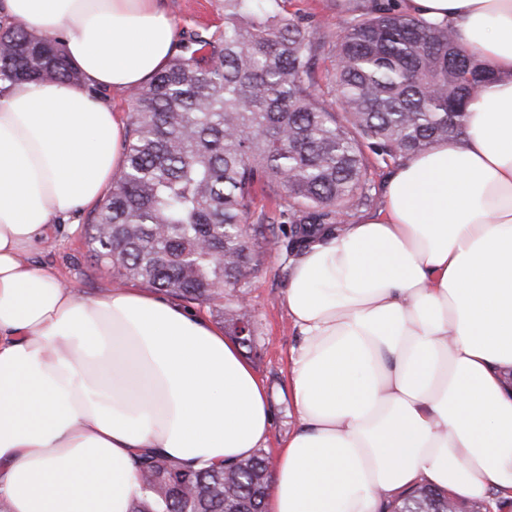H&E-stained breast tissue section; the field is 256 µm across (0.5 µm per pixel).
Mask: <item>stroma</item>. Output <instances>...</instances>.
<instances>
[{
    "instance_id": "1",
    "label": "stroma",
    "mask_w": 512,
    "mask_h": 512,
    "mask_svg": "<svg viewBox=\"0 0 512 512\" xmlns=\"http://www.w3.org/2000/svg\"><path fill=\"white\" fill-rule=\"evenodd\" d=\"M161 4L180 37L201 31L218 36L224 31V0H161ZM94 214L90 206L67 216L48 243L27 256L33 263L54 266L65 284L88 297L98 296L115 284L111 268L97 263L89 252L87 228ZM293 255V249L286 246L265 254L256 276L245 288L252 318L250 347L243 355L267 388L273 420L266 448L270 454L298 425L288 366L299 336L284 306L288 261Z\"/></svg>"
}]
</instances>
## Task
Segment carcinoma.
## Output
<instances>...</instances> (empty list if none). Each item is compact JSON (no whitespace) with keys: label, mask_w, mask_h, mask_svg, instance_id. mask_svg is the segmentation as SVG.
<instances>
[{"label":"carcinoma","mask_w":512,"mask_h":512,"mask_svg":"<svg viewBox=\"0 0 512 512\" xmlns=\"http://www.w3.org/2000/svg\"><path fill=\"white\" fill-rule=\"evenodd\" d=\"M288 0H224L218 42L197 33L137 88L125 158L90 225L92 258L119 282L190 301L228 300L237 334L243 288L290 225L291 245L375 203L365 151L383 163L462 132L466 105L492 74L455 31L396 11L353 9L339 33L287 11ZM335 52V97L316 65ZM83 86L62 40L20 22L0 26V84ZM278 196L251 223L255 185ZM271 461L261 449L222 468L147 456L144 495L129 512H265ZM448 492L422 485L391 512H449Z\"/></svg>","instance_id":"carcinoma-1"}]
</instances>
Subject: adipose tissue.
Here are the masks:
<instances>
[{"mask_svg":"<svg viewBox=\"0 0 512 512\" xmlns=\"http://www.w3.org/2000/svg\"><path fill=\"white\" fill-rule=\"evenodd\" d=\"M452 27L493 80L456 140L402 159L379 207L305 242L285 306L298 426L266 512H380L429 484L512 495V0H398ZM62 37L83 86L0 90V501L9 512H127L135 462L248 457L267 390L196 311L132 285L88 298L26 255L101 201L125 123L105 90L174 54L159 0H0Z\"/></svg>","mask_w":512,"mask_h":512,"instance_id":"1","label":"adipose tissue"}]
</instances>
